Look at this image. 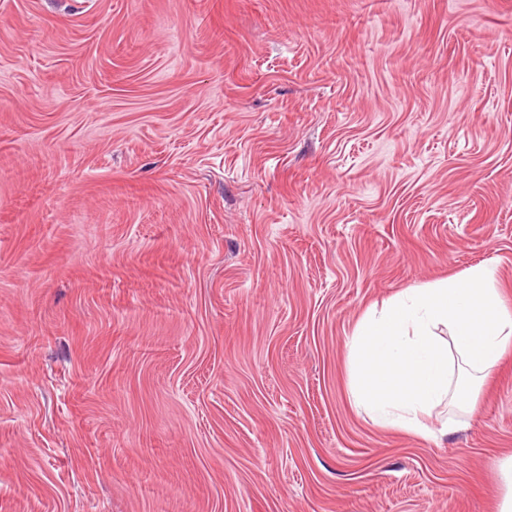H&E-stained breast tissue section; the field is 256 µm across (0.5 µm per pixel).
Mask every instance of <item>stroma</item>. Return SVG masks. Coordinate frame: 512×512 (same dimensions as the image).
Masks as SVG:
<instances>
[{
	"instance_id": "1",
	"label": "stroma",
	"mask_w": 512,
	"mask_h": 512,
	"mask_svg": "<svg viewBox=\"0 0 512 512\" xmlns=\"http://www.w3.org/2000/svg\"><path fill=\"white\" fill-rule=\"evenodd\" d=\"M480 264L512 0H0V512H498L512 353L445 435L349 393Z\"/></svg>"
}]
</instances>
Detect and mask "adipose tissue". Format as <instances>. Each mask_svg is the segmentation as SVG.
<instances>
[{
  "instance_id": "ef3b65f1",
  "label": "adipose tissue",
  "mask_w": 512,
  "mask_h": 512,
  "mask_svg": "<svg viewBox=\"0 0 512 512\" xmlns=\"http://www.w3.org/2000/svg\"><path fill=\"white\" fill-rule=\"evenodd\" d=\"M510 352L512 309L494 271L478 265L461 282L403 289L362 318L349 348L351 399L375 424L430 437L436 409L464 391L456 370L484 377Z\"/></svg>"
}]
</instances>
